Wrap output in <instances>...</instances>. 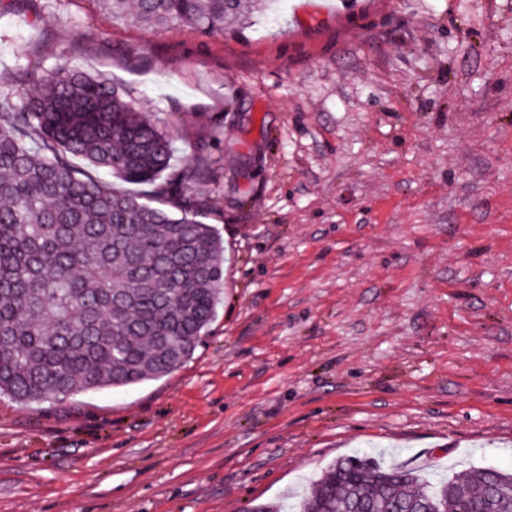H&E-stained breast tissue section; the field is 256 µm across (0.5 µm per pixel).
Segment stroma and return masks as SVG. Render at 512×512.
<instances>
[{
	"label": "stroma",
	"mask_w": 512,
	"mask_h": 512,
	"mask_svg": "<svg viewBox=\"0 0 512 512\" xmlns=\"http://www.w3.org/2000/svg\"><path fill=\"white\" fill-rule=\"evenodd\" d=\"M68 57L205 153L223 295L167 376L0 397V512H256L357 454L512 470V0H275L212 34L0 13L14 87Z\"/></svg>",
	"instance_id": "obj_1"
}]
</instances>
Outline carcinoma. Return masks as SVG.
Returning a JSON list of instances; mask_svg holds the SVG:
<instances>
[{
	"label": "carcinoma",
	"mask_w": 512,
	"mask_h": 512,
	"mask_svg": "<svg viewBox=\"0 0 512 512\" xmlns=\"http://www.w3.org/2000/svg\"><path fill=\"white\" fill-rule=\"evenodd\" d=\"M114 20L224 31L269 0H99ZM0 95V396L20 403L166 376L216 314L224 241L204 223V151L171 139L109 83L64 62ZM83 161L78 167L72 159ZM144 187L118 191L96 172ZM298 512H512V472L472 468L434 486L415 472L336 460Z\"/></svg>",
	"instance_id": "carcinoma-1"
}]
</instances>
